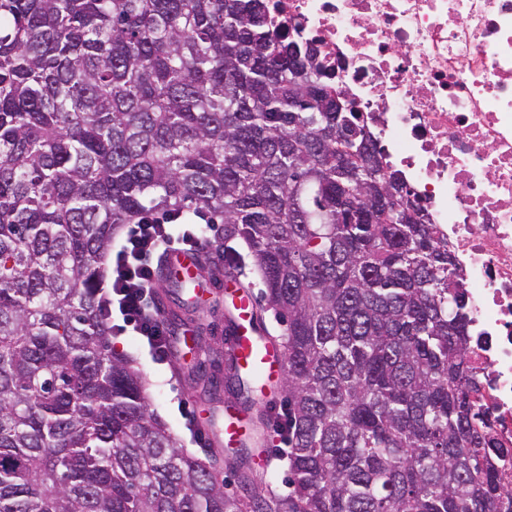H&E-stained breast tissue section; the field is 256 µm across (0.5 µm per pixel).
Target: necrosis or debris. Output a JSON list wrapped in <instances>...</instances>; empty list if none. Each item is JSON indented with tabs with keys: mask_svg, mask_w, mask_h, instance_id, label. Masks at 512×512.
<instances>
[{
	"mask_svg": "<svg viewBox=\"0 0 512 512\" xmlns=\"http://www.w3.org/2000/svg\"><path fill=\"white\" fill-rule=\"evenodd\" d=\"M269 3L318 41L454 258L512 485V0Z\"/></svg>",
	"mask_w": 512,
	"mask_h": 512,
	"instance_id": "necrosis-or-debris-1",
	"label": "necrosis or debris"
}]
</instances>
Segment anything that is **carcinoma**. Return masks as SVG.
<instances>
[{
  "label": "carcinoma",
  "mask_w": 512,
  "mask_h": 512,
  "mask_svg": "<svg viewBox=\"0 0 512 512\" xmlns=\"http://www.w3.org/2000/svg\"><path fill=\"white\" fill-rule=\"evenodd\" d=\"M331 88L266 0H0V512H512L453 257L385 222L411 191ZM149 215L224 225L284 325L234 383L255 440L282 405L286 494L242 448L227 493L112 346L102 261Z\"/></svg>",
  "instance_id": "cac0c4a2"
}]
</instances>
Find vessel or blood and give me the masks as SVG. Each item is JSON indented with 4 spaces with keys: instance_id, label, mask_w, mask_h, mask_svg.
Returning a JSON list of instances; mask_svg holds the SVG:
<instances>
[{
    "instance_id": "vessel-or-blood-1",
    "label": "vessel or blood",
    "mask_w": 512,
    "mask_h": 512,
    "mask_svg": "<svg viewBox=\"0 0 512 512\" xmlns=\"http://www.w3.org/2000/svg\"><path fill=\"white\" fill-rule=\"evenodd\" d=\"M204 259L200 254L171 249L164 256L162 273L178 274L185 278L195 277ZM225 296L231 300L233 315L231 328L226 337V348L232 352L238 366L244 371H260L272 379L279 374L283 351L266 338L263 330L253 322L256 309L254 296L246 291L238 276H225L221 283ZM249 428L237 409L225 408L224 426L217 429L205 425L202 436L205 441L227 448L238 447L247 436Z\"/></svg>"
}]
</instances>
